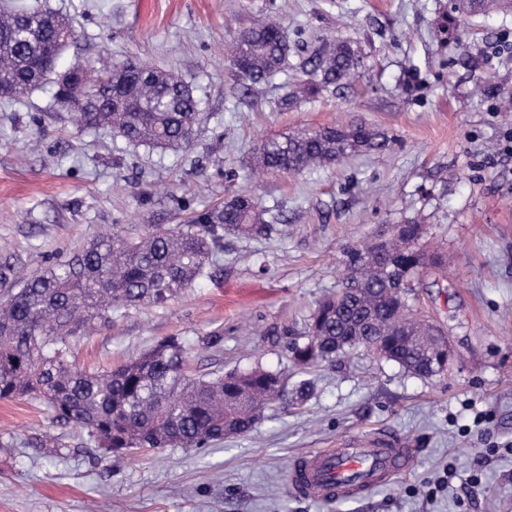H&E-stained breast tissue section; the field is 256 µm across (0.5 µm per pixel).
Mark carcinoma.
I'll list each match as a JSON object with an SVG mask.
<instances>
[{
	"instance_id": "1",
	"label": "carcinoma",
	"mask_w": 512,
	"mask_h": 512,
	"mask_svg": "<svg viewBox=\"0 0 512 512\" xmlns=\"http://www.w3.org/2000/svg\"><path fill=\"white\" fill-rule=\"evenodd\" d=\"M512 0H448L447 31L456 37L477 15L511 12ZM48 12L14 6L0 10V98L10 100L47 83L56 101L84 130L106 126L138 145L188 151L194 146L198 102L178 77L138 62L103 60L90 69L55 70L69 46L57 39ZM295 44L267 19L239 36L232 65L249 86L288 76L281 109L302 98L347 88L364 62L351 42L323 43L291 67ZM393 141L363 125H333L261 142L259 173H300L339 164L363 152L385 153ZM278 215L255 198L232 195L185 224L108 230L69 259L17 285L0 264V400L46 402L57 420L85 431L106 455L122 460L142 448H202L254 431L268 406L288 399L282 374L254 368L206 378L188 367V348L170 337L111 371H90L72 360V343L116 309L163 305L219 262L224 232L264 236ZM422 225L407 224L380 243L374 238L345 251L341 287L312 314L306 340L289 347L307 368L358 348L406 371L426 375L430 355L446 352L440 330L414 316L410 285L438 257L421 243Z\"/></svg>"
}]
</instances>
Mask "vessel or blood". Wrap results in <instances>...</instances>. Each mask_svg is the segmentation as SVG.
I'll use <instances>...</instances> for the list:
<instances>
[{"instance_id":"vessel-or-blood-1","label":"vessel or blood","mask_w":512,"mask_h":512,"mask_svg":"<svg viewBox=\"0 0 512 512\" xmlns=\"http://www.w3.org/2000/svg\"><path fill=\"white\" fill-rule=\"evenodd\" d=\"M412 454L394 432L339 441L336 447L305 457L288 475L291 488L316 501H333L407 471Z\"/></svg>"}]
</instances>
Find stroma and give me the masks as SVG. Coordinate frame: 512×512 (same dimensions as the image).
Returning a JSON list of instances; mask_svg holds the SVG:
<instances>
[{"instance_id":"stroma-1","label":"stroma","mask_w":512,"mask_h":512,"mask_svg":"<svg viewBox=\"0 0 512 512\" xmlns=\"http://www.w3.org/2000/svg\"><path fill=\"white\" fill-rule=\"evenodd\" d=\"M69 18L76 41L57 70L136 60L177 75L199 100L191 152L76 128L52 87L0 100V262L23 280L112 225L184 223L232 194L279 210L287 233L225 235L210 276L167 304L113 311L75 340L80 366L108 370L175 336L198 374L262 367L297 405L269 406L253 433L205 448H159L113 463L86 433L31 398L0 401V512H512V13L445 31L448 0H24ZM280 19L298 64L349 40L366 67L352 88L283 111L284 76L246 90L231 65L238 34ZM364 124L387 153L254 180L258 142ZM411 221L446 259L413 304L454 355L419 377L355 350L293 367L317 302L341 285L344 251ZM394 431L409 471L342 502L288 484L293 463L359 433ZM51 434L45 448L33 437Z\"/></svg>"}]
</instances>
